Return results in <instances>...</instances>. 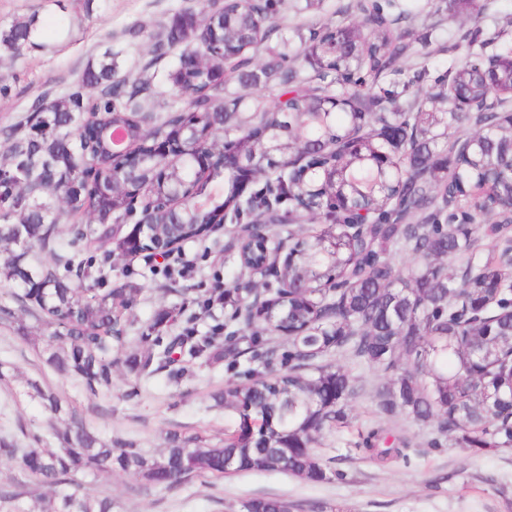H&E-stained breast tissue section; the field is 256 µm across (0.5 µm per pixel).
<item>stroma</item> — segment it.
<instances>
[{
    "instance_id": "obj_1",
    "label": "stroma",
    "mask_w": 512,
    "mask_h": 512,
    "mask_svg": "<svg viewBox=\"0 0 512 512\" xmlns=\"http://www.w3.org/2000/svg\"><path fill=\"white\" fill-rule=\"evenodd\" d=\"M269 18L272 33L253 56L254 67L273 54L287 55L300 79L313 69L299 57L313 34H324L358 18L357 0H273ZM483 10L473 16L467 6L452 9L448 0H413V19L401 22L403 42L412 53L427 54L428 78H419L413 61L402 60L397 73L381 77L384 87H406L407 98L423 101L438 92L434 78L454 60L455 44L474 35L497 33L512 40V0H479ZM194 0H0V31L17 21L36 17L41 29L34 45L13 57L0 49V77L7 85L0 94V130L13 125L22 110L45 87L67 88L88 60L111 50L120 73H138L153 37L178 10L195 9ZM139 36H130L131 28ZM72 224L62 221L60 238L78 261L112 269L113 288L134 291V304L123 328L124 352L142 350L141 334L162 308H178L198 297L200 290L228 287L236 274V242L230 225L215 228L201 240L180 244L178 253L192 270L168 276L165 261L140 254L121 257L99 249L90 253L72 241ZM14 285L0 282V362L13 368L11 384L0 382V437L21 448H51L50 414L39 399L24 396L26 380L52 387L78 408L101 437L134 443L157 455L170 430H197L223 437L226 417L215 405L213 392L229 378L226 360L183 358L181 373L167 371L143 378L126 374L120 361L112 363V390L89 395L80 382L59 375L42 361L39 351L47 329L14 297ZM346 412L352 427L325 434L322 458L333 459L337 474L310 482L279 472H244L214 481L198 480L175 490L144 492L141 480L119 472L102 474L93 484L97 493L112 496L115 512H239L243 499L279 496L301 506L347 505L350 512H508L493 487L494 481L512 486V450L498 453L464 452L451 438H435L432 426L375 414L368 395L350 400ZM390 429L405 438L403 458L385 465L370 460L354 446L358 429Z\"/></svg>"
}]
</instances>
